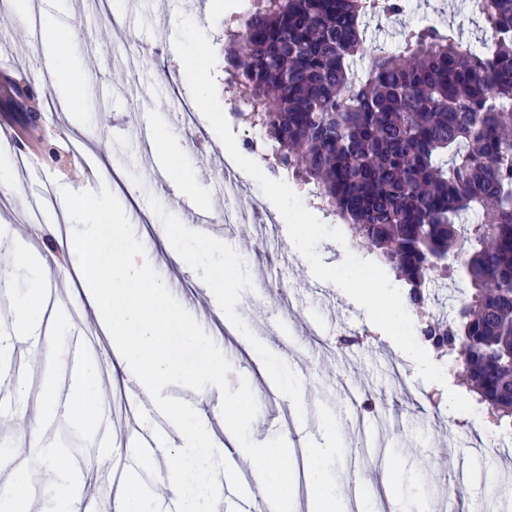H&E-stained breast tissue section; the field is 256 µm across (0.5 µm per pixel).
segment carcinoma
<instances>
[{"instance_id": "obj_1", "label": "carcinoma", "mask_w": 512, "mask_h": 512, "mask_svg": "<svg viewBox=\"0 0 512 512\" xmlns=\"http://www.w3.org/2000/svg\"><path fill=\"white\" fill-rule=\"evenodd\" d=\"M472 4L492 43L409 29L359 79L371 0H259L225 57L278 164L380 251L412 305L430 272L453 274L452 250L464 254L469 301L423 333L441 352L454 338L470 390L512 427V0Z\"/></svg>"}]
</instances>
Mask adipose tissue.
I'll use <instances>...</instances> for the list:
<instances>
[{
	"instance_id": "adipose-tissue-1",
	"label": "adipose tissue",
	"mask_w": 512,
	"mask_h": 512,
	"mask_svg": "<svg viewBox=\"0 0 512 512\" xmlns=\"http://www.w3.org/2000/svg\"><path fill=\"white\" fill-rule=\"evenodd\" d=\"M39 19L43 47L51 54L56 68L49 72L32 70L31 79L38 85L52 84L66 103H74L80 95L79 85L58 77L67 57L66 48L58 38L59 21L48 13L41 14ZM59 201L65 221L71 226L70 233L59 244L75 262L83 300L97 312L104 333L112 338V372L126 374L131 367L140 368V391L158 410L166 413L171 428L180 432L177 451L183 459H194L199 449L215 447L207 424L217 408L211 403L206 380L221 368L222 362L206 340L197 342L203 356L204 381L196 387L194 400L176 403L166 393L168 387L182 384L185 374L166 355L163 341L166 336L194 330V315L176 307L169 298L167 283L152 277L155 264L152 253L126 242L124 207L109 209L95 199L64 194ZM44 308L45 299L39 290L16 305L14 318L19 333L1 335L0 351H12L21 337L39 335ZM188 417L197 421L189 433L183 430ZM225 425L228 443L235 454L257 463L255 491L266 512H289L293 490L283 465L282 450L241 444L238 417H226ZM334 453L335 429L329 425L325 428L323 444L312 451L316 464L310 469V483L314 488L310 512H349L346 500L337 496L334 485L322 473V463L331 460Z\"/></svg>"
}]
</instances>
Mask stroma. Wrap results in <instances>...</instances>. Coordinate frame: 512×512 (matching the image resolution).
<instances>
[{
	"label": "stroma",
	"mask_w": 512,
	"mask_h": 512,
	"mask_svg": "<svg viewBox=\"0 0 512 512\" xmlns=\"http://www.w3.org/2000/svg\"><path fill=\"white\" fill-rule=\"evenodd\" d=\"M256 5L257 0H202L201 9L192 10L185 0H132L120 10L114 0H34L35 11L65 17L67 25L58 37L70 53L69 76L80 82L83 95L73 119L61 108L48 106L52 87H36L31 105L40 118L35 126L60 157L52 163L38 155L17 171L22 192L11 199L0 197V229L7 240L17 239L31 250L45 252L54 238L49 226L18 224L16 213L47 187L56 194L100 189L103 181L97 167L99 161H106L136 189L137 199L126 209L129 241L152 252L156 278L169 280L174 270L182 275L181 283L170 286L173 303L189 310L199 305L213 310L212 319L200 323L224 363L215 376L219 386L212 389L211 399L240 412L239 438L244 444L280 445L284 432L297 425L304 443L312 445L321 440L325 421L332 420L336 456L324 472L335 482L337 494L350 495L351 474L357 470L365 492L375 496L382 471L391 462L398 466L402 490L393 500L377 499L376 512H430L442 499L450 512H501L512 501V486H506L500 474L502 460H512V436L497 440V456L473 457L462 476L453 473L456 446L488 441L494 429L483 405H475L470 414L450 410L449 391L461 389V368L454 358L431 357L443 368L445 384L422 379L363 308L334 284L313 276L286 225L260 234L249 220L223 223L208 237L182 218L176 198L197 182L204 187L200 209L232 213L240 209L239 199L224 195V166L219 161L224 146L208 121L198 118L194 129L188 130L167 112L168 104L191 95L173 46L177 17L183 13L205 29L214 48L217 94L243 155L255 160L269 178L286 181L325 225L343 226L313 198L309 184L278 167L270 142H258L253 149L246 145L255 131L248 108L229 84L224 30L226 23L242 20ZM115 13L121 18L117 25L111 20ZM448 24L474 46L492 37L470 0H407L398 16L364 19L368 43L387 50L396 47L406 29ZM21 31L15 18L0 20V73L25 84L31 66L40 59L27 52ZM140 117L164 125L180 138L185 152L177 167L166 173L156 167L136 131ZM76 139L83 142L81 160L70 151ZM166 223L172 224L173 232L163 237L159 230ZM215 237L223 240L226 253L212 249ZM175 251L189 256L191 265L177 268L171 259ZM200 270L223 277L234 304H226L215 289L205 288L196 276ZM13 272L9 288L0 291V333H11L12 310L28 298L34 284L54 289L55 294L45 332L31 344L0 355V369H14V385L22 391L17 400L0 398V454L10 461L0 468V480L12 481L18 471L26 474L25 512H55L43 484L59 478L73 484L79 500L92 501L96 512H115L112 493L103 489L104 477L122 462L126 434L142 428L146 416L128 412L112 431L111 447L97 441L84 423L80 404L72 400L67 339L76 321H89L91 390L107 412L114 393L126 391L122 377L110 369L112 339L56 267H49L37 281L26 272ZM467 291L463 280L432 277L426 290V320L453 316ZM395 364L404 366V380L393 377ZM293 380L300 381L304 390L298 406L285 389L286 382ZM52 393L72 401L70 412L49 401ZM21 408L27 417L47 419L39 447L29 446L22 437L16 419Z\"/></svg>",
	"instance_id": "1"
}]
</instances>
